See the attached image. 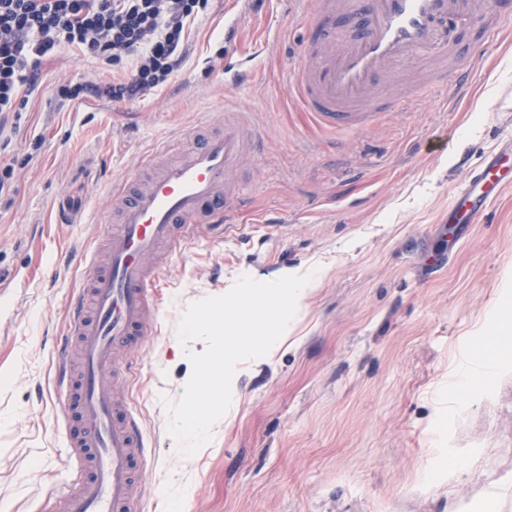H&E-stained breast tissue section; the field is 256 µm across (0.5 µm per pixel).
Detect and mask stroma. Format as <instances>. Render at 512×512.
Wrapping results in <instances>:
<instances>
[{
    "label": "stroma",
    "instance_id": "1",
    "mask_svg": "<svg viewBox=\"0 0 512 512\" xmlns=\"http://www.w3.org/2000/svg\"><path fill=\"white\" fill-rule=\"evenodd\" d=\"M503 41L464 30L449 64L468 66L471 93L439 89L335 149L288 94L305 27L289 0H214L190 34L188 60L168 85L135 102L60 103L57 85L95 69L71 46L42 65L19 136L0 158L38 157L0 206V512H49L67 487L54 402L55 345L70 297L86 285L77 259L101 249L112 184L160 142L224 111L253 114L264 150L234 178L259 222L204 238L165 271L158 327L124 391L143 422L149 460L139 475L148 512H512V189L475 223L448 229L465 166L506 138L512 112V13ZM252 81L224 85V30ZM444 255L439 267L430 256ZM324 269L291 330L236 371L238 396L196 454L167 430L191 365L177 326L185 307L259 281ZM502 344L488 358L489 333Z\"/></svg>",
    "mask_w": 512,
    "mask_h": 512
}]
</instances>
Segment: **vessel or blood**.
Here are the masks:
<instances>
[{
	"instance_id": "vessel-or-blood-1",
	"label": "vessel or blood",
	"mask_w": 512,
	"mask_h": 512,
	"mask_svg": "<svg viewBox=\"0 0 512 512\" xmlns=\"http://www.w3.org/2000/svg\"><path fill=\"white\" fill-rule=\"evenodd\" d=\"M308 27L288 93L320 128L358 133L385 113L409 111L443 87L464 94L472 74L447 68L458 32L477 17L496 31L487 0H293ZM420 64L417 83L399 89L400 64ZM226 81L248 84L253 66L227 52ZM260 132L250 113L228 112L224 130L203 135L188 128L180 150L159 146L149 156L157 169L144 181L129 179L112 193L115 204L99 219L105 228V265L83 262L86 293L70 302L69 341L58 350V420L75 493L62 494L54 512H140L144 492L136 470L148 459L141 427L116 383V350L136 351L152 334L162 274L175 253L198 241L204 229L237 232L232 222L243 195L229 175L242 157L258 152ZM512 187V138L466 172L448 212L451 224H470Z\"/></svg>"
}]
</instances>
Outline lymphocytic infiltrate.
I'll return each instance as SVG.
<instances>
[{
  "mask_svg": "<svg viewBox=\"0 0 512 512\" xmlns=\"http://www.w3.org/2000/svg\"><path fill=\"white\" fill-rule=\"evenodd\" d=\"M211 0H0V151L7 149L61 44L112 81L59 83L61 99L135 101L167 84L188 57L189 28Z\"/></svg>",
  "mask_w": 512,
  "mask_h": 512,
  "instance_id": "1",
  "label": "lymphocytic infiltrate"
}]
</instances>
